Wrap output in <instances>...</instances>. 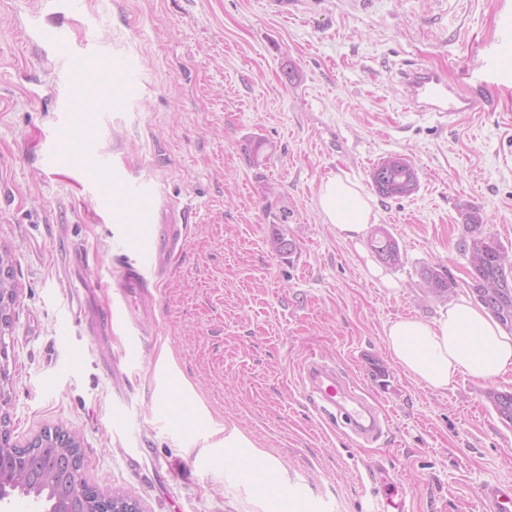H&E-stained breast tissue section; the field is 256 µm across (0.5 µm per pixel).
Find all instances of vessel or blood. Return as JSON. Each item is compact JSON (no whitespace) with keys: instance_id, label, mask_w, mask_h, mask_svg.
Returning <instances> with one entry per match:
<instances>
[{"instance_id":"vessel-or-blood-1","label":"vessel or blood","mask_w":512,"mask_h":512,"mask_svg":"<svg viewBox=\"0 0 512 512\" xmlns=\"http://www.w3.org/2000/svg\"><path fill=\"white\" fill-rule=\"evenodd\" d=\"M400 79L410 88V102L420 112H436L450 119L460 112L482 111L485 105L483 94H460L439 69L411 68L402 71ZM85 177L88 185L100 189L102 207H110L108 190L116 188L138 205L137 212L130 214V221L154 227L153 233L134 243L135 259L123 264L112 285L118 307L110 316L129 326L127 360L134 363L139 359V344L146 333L139 314L141 307L152 301L150 281L164 276L167 256L181 246L183 226L172 215L167 216L165 223H157L158 205L153 188L130 179L106 156L97 155L95 170L86 171ZM299 379L303 392L315 399L320 414L330 420L342 417L358 440L374 442L388 432L387 418L357 394L337 373L335 366L320 359H309L300 367ZM477 501L481 512H512V487L493 480L484 482L477 492Z\"/></svg>"}]
</instances>
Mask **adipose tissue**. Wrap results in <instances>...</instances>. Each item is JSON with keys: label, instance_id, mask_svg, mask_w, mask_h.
<instances>
[{"label": "adipose tissue", "instance_id": "1", "mask_svg": "<svg viewBox=\"0 0 512 512\" xmlns=\"http://www.w3.org/2000/svg\"><path fill=\"white\" fill-rule=\"evenodd\" d=\"M316 207L322 222L346 242L362 238L372 220V205L362 188L337 176L322 182ZM384 332L390 356L434 391L447 390L461 375L493 382L512 374V336L463 297L434 320L400 318Z\"/></svg>", "mask_w": 512, "mask_h": 512}]
</instances>
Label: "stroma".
I'll use <instances>...</instances> for the list:
<instances>
[{
    "label": "stroma",
    "mask_w": 512,
    "mask_h": 512,
    "mask_svg": "<svg viewBox=\"0 0 512 512\" xmlns=\"http://www.w3.org/2000/svg\"><path fill=\"white\" fill-rule=\"evenodd\" d=\"M55 24L74 48L95 39L110 61L138 59V95L114 88L89 137L185 226L150 287L153 333L133 369L125 329L102 320L108 294L76 279L72 249L108 280L134 227L41 158L77 90L37 34ZM491 58L512 61V0H300L287 17L265 0H83L55 13L0 0V252L17 288L0 412L13 440L68 429L87 481L142 512H377L388 479L411 512H474L484 481L512 485V424L486 397L512 391V375L493 385L462 375L435 392L384 336L392 320L447 308L424 266L446 267L456 296H470L462 206L512 246V83L448 121L413 111L399 77L422 64L471 91L465 71L482 75ZM389 156L415 168L411 195L374 192L370 172ZM332 175L369 196L399 266L322 222L314 199ZM276 236L287 252L272 250ZM311 355L364 390L389 420L386 440L357 446L320 417L297 383ZM228 426L300 498L240 479L224 458Z\"/></svg>",
    "instance_id": "35a3bbf8"
}]
</instances>
